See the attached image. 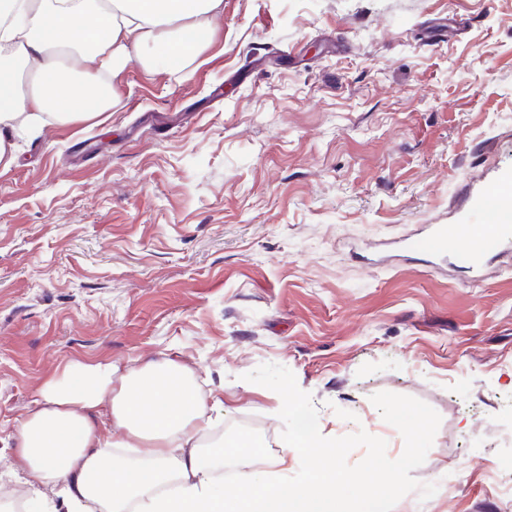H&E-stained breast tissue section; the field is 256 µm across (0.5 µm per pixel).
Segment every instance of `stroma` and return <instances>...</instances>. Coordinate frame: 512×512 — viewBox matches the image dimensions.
Segmentation results:
<instances>
[{
	"instance_id": "35a3bbf8",
	"label": "stroma",
	"mask_w": 512,
	"mask_h": 512,
	"mask_svg": "<svg viewBox=\"0 0 512 512\" xmlns=\"http://www.w3.org/2000/svg\"><path fill=\"white\" fill-rule=\"evenodd\" d=\"M115 89L0 165V470L65 364L171 357L223 388L217 434L277 454L313 429L341 471L394 474L393 512H512V253L477 277L359 257L483 223L512 0H224L196 59Z\"/></svg>"
}]
</instances>
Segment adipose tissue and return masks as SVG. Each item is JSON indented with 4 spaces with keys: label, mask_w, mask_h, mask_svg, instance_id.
I'll return each instance as SVG.
<instances>
[{
    "label": "adipose tissue",
    "mask_w": 512,
    "mask_h": 512,
    "mask_svg": "<svg viewBox=\"0 0 512 512\" xmlns=\"http://www.w3.org/2000/svg\"><path fill=\"white\" fill-rule=\"evenodd\" d=\"M223 11L224 0H0V164L14 160L19 124L33 134L50 117L111 111L112 81L131 60L174 70L197 57ZM33 403L0 472V488L25 478L24 512H389L396 497L393 478L367 485L320 450L305 483L270 485L246 460L220 484L224 455H205L198 438L224 402L172 358L125 370L73 362ZM105 429L123 436L103 439Z\"/></svg>",
    "instance_id": "ef3b65f1"
}]
</instances>
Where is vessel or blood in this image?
Here are the masks:
<instances>
[{"label":"vessel or blood","instance_id":"b4317fda","mask_svg":"<svg viewBox=\"0 0 512 512\" xmlns=\"http://www.w3.org/2000/svg\"><path fill=\"white\" fill-rule=\"evenodd\" d=\"M478 205L485 213V223L431 224L424 232L401 240L400 251L410 259L421 254L444 260L457 253L475 269L488 258L511 251L512 223L503 220L501 213L512 206V170L500 176Z\"/></svg>","mask_w":512,"mask_h":512}]
</instances>
